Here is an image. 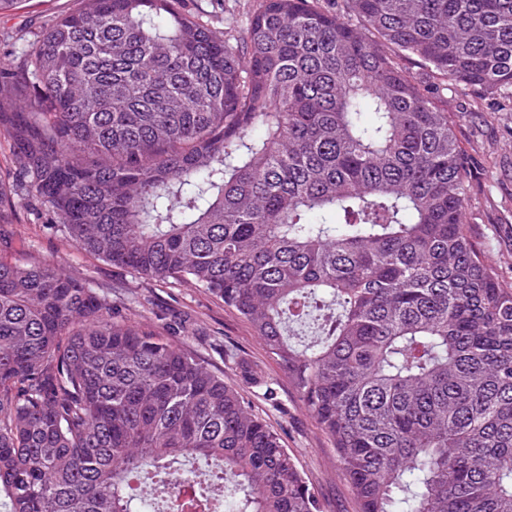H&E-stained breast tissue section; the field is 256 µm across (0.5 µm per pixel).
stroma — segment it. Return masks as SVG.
<instances>
[{
	"mask_svg": "<svg viewBox=\"0 0 512 512\" xmlns=\"http://www.w3.org/2000/svg\"><path fill=\"white\" fill-rule=\"evenodd\" d=\"M186 13L217 30L247 35L260 0H182ZM73 0H29L26 8L0 14V70L14 67L7 47L22 30H37L44 20L68 12ZM436 105L456 122L466 163L468 222L474 240L512 288V100L489 98L477 90L448 87L434 95ZM32 202H19L13 231L18 256L51 261L66 274L107 292L134 324L152 327L175 344H188L225 381L239 387L253 413L291 453L314 493L320 512H360L342 475L331 438L305 409L293 382L267 353L251 326L233 308L209 292L172 280H149L84 251L65 235L36 224ZM244 359L258 368L268 386L243 379L236 364Z\"/></svg>",
	"mask_w": 512,
	"mask_h": 512,
	"instance_id": "35a3bbf8",
	"label": "stroma"
}]
</instances>
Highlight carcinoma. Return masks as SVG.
<instances>
[{
  "instance_id": "obj_1",
  "label": "carcinoma",
  "mask_w": 512,
  "mask_h": 512,
  "mask_svg": "<svg viewBox=\"0 0 512 512\" xmlns=\"http://www.w3.org/2000/svg\"><path fill=\"white\" fill-rule=\"evenodd\" d=\"M181 0H77L0 71V498L10 512H319L193 351L53 262L16 202L145 278L235 309L333 441L361 512H512V289L466 221L454 122L388 49L512 99V0H262L245 41ZM321 302L318 333L290 323Z\"/></svg>"
}]
</instances>
